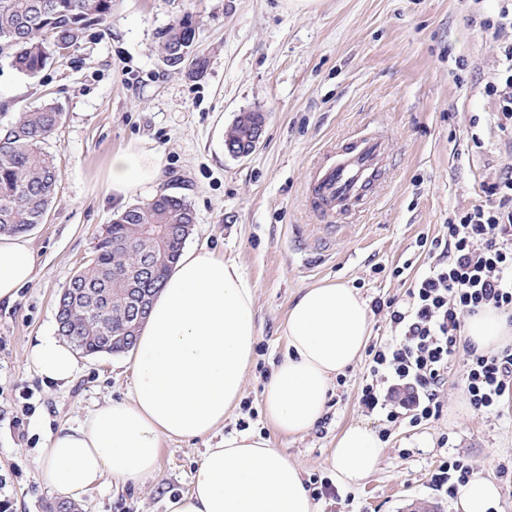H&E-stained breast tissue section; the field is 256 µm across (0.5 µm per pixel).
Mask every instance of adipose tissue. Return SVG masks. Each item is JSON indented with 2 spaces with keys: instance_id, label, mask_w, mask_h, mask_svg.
Returning a JSON list of instances; mask_svg holds the SVG:
<instances>
[{
  "instance_id": "adipose-tissue-1",
  "label": "adipose tissue",
  "mask_w": 512,
  "mask_h": 512,
  "mask_svg": "<svg viewBox=\"0 0 512 512\" xmlns=\"http://www.w3.org/2000/svg\"><path fill=\"white\" fill-rule=\"evenodd\" d=\"M160 155L130 145L112 155L108 187L118 198L156 187ZM34 254L19 236L0 235V302H13L34 274ZM367 303L342 283L304 289L288 310L285 349L265 388L269 426L289 436L308 433L323 416L336 377L361 356L369 336ZM465 334L480 352L512 344V324L494 307L466 320ZM258 335L254 286L241 266L214 251L183 248L168 270L141 328L127 398L113 401L48 444L41 479L71 496L104 475L136 484L158 465L163 440L211 437L239 405ZM31 359L48 382L68 383L73 350L56 336L40 337ZM383 452L371 427L351 425L336 440L337 480L357 484ZM500 489L476 475L458 485V512H496ZM168 512H319L300 467L253 432L225 435L206 449L189 491Z\"/></svg>"
}]
</instances>
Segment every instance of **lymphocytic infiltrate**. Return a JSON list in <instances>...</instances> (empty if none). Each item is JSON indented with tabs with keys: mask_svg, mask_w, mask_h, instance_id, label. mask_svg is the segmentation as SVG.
<instances>
[{
	"mask_svg": "<svg viewBox=\"0 0 512 512\" xmlns=\"http://www.w3.org/2000/svg\"><path fill=\"white\" fill-rule=\"evenodd\" d=\"M497 206L478 204L449 218L444 239L426 249L431 261L404 299L377 300L373 312H387L394 332L369 347V374L360 389L367 410L386 421L417 425L438 416V391L459 350L468 362L463 386L478 412H499L512 396V348L495 354L464 345L466 316L491 305L512 318V167L489 189Z\"/></svg>",
	"mask_w": 512,
	"mask_h": 512,
	"instance_id": "1",
	"label": "lymphocytic infiltrate"
}]
</instances>
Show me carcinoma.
Wrapping results in <instances>:
<instances>
[{
	"label": "carcinoma",
	"instance_id": "1",
	"mask_svg": "<svg viewBox=\"0 0 512 512\" xmlns=\"http://www.w3.org/2000/svg\"><path fill=\"white\" fill-rule=\"evenodd\" d=\"M117 0H0V51L18 73L35 77L58 57L53 46L75 50L93 26H106ZM178 45L193 52L195 28L186 16L161 33V50L168 55ZM63 112L53 101L20 112L0 126V234H22L37 217L49 211L59 183V171L46 144L60 125ZM195 223L191 204L162 193L127 207L112 219L87 264L63 288L71 297L66 305V340L74 349L93 355L130 350L124 331L134 323L130 301L140 288L157 293L167 270L180 255L185 240L180 225ZM154 258L152 277L143 284L135 271L143 252Z\"/></svg>",
	"mask_w": 512,
	"mask_h": 512
}]
</instances>
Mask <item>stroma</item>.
Instances as JSON below:
<instances>
[{
  "label": "stroma",
  "mask_w": 512,
  "mask_h": 512,
  "mask_svg": "<svg viewBox=\"0 0 512 512\" xmlns=\"http://www.w3.org/2000/svg\"><path fill=\"white\" fill-rule=\"evenodd\" d=\"M503 0H120L107 30L33 78L0 58V121L55 100L63 119L47 144L61 170L46 223L26 238L33 280L0 303V499L11 512H46L56 497L41 468L52 436L94 410L126 397L127 353L79 355L72 380L44 381L30 356L38 337L57 332L59 291L90 258L102 229L127 205L106 191L113 152L129 144L160 154V191L186 197L196 214L187 243L235 259L255 287V356L242 400L225 432L262 431L302 470L305 482L334 481L332 451L349 425L381 437L375 471L335 495L320 512H454L435 491L442 461L462 460L494 479L501 512H512V402L501 415L474 411L462 386L459 352L440 389L438 417L413 426L363 412L359 387L368 356L345 370L326 405V421L301 437L270 430L262 399L284 349L289 305L306 288L336 281L366 301L404 298L424 256L422 237H443L450 216L495 204L491 185L512 165V134L493 121L498 76L512 28L490 31ZM191 17L208 60L202 76L166 65L160 34ZM266 115L259 148L234 157L226 131L240 113ZM388 136L392 180L380 197L329 245L303 200L313 156L367 122ZM403 268L393 276L394 268ZM206 441L164 442L156 473L137 486L104 477L81 493L79 512H167L189 489Z\"/></svg>",
  "instance_id": "35a3bbf8"
}]
</instances>
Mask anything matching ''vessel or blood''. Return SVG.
I'll use <instances>...</instances> for the list:
<instances>
[{
  "label": "vessel or blood",
  "instance_id": "b4317fda",
  "mask_svg": "<svg viewBox=\"0 0 512 512\" xmlns=\"http://www.w3.org/2000/svg\"><path fill=\"white\" fill-rule=\"evenodd\" d=\"M388 177L384 134L349 135L327 146L314 161L306 186V198L321 222L323 240L333 238L341 222L376 200Z\"/></svg>",
  "mask_w": 512,
  "mask_h": 512
}]
</instances>
